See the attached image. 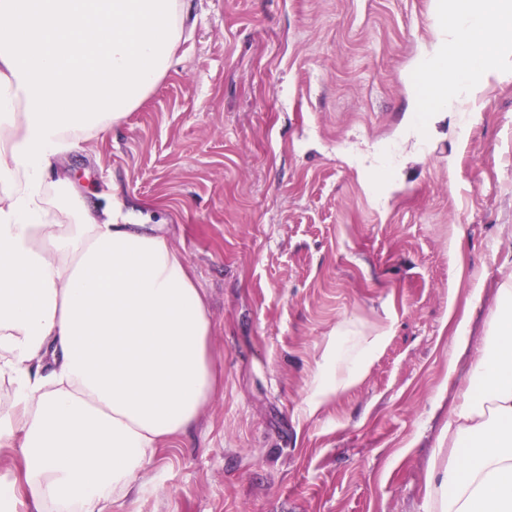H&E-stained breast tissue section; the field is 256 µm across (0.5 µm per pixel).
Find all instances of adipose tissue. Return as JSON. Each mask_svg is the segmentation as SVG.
<instances>
[{
	"instance_id": "adipose-tissue-1",
	"label": "adipose tissue",
	"mask_w": 512,
	"mask_h": 512,
	"mask_svg": "<svg viewBox=\"0 0 512 512\" xmlns=\"http://www.w3.org/2000/svg\"><path fill=\"white\" fill-rule=\"evenodd\" d=\"M184 0H0V512H116L161 446L218 386L205 296L159 227L100 204L56 157L108 133L175 61ZM432 40L411 76L417 104L394 144L461 126L503 64L512 0H432ZM488 340L433 450L425 512H512V263ZM386 336L342 322L306 398L318 410L367 372Z\"/></svg>"
}]
</instances>
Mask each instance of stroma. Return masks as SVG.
<instances>
[{
	"mask_svg": "<svg viewBox=\"0 0 512 512\" xmlns=\"http://www.w3.org/2000/svg\"><path fill=\"white\" fill-rule=\"evenodd\" d=\"M431 4L191 0L177 63L51 171L162 225L213 323L221 388L120 512H424L431 451L512 261V69L421 160L367 179L413 103ZM344 320L386 341L308 412Z\"/></svg>",
	"mask_w": 512,
	"mask_h": 512,
	"instance_id": "obj_1",
	"label": "stroma"
}]
</instances>
